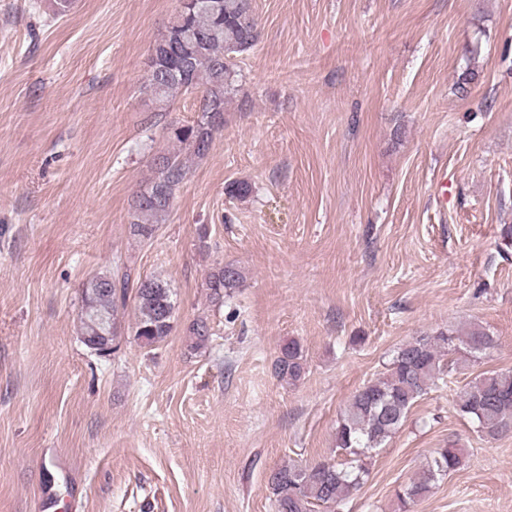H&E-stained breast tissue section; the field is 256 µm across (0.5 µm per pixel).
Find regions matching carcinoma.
<instances>
[{"label": "carcinoma", "instance_id": "cac0c4a2", "mask_svg": "<svg viewBox=\"0 0 512 512\" xmlns=\"http://www.w3.org/2000/svg\"><path fill=\"white\" fill-rule=\"evenodd\" d=\"M258 38L254 0H192L153 45L147 88L155 103L163 107L179 93L199 91L200 116L172 128L178 148L155 158L154 178L134 200L133 235L149 241L165 220L188 172L184 154L208 153L214 134L224 127L225 104L238 92L237 57L253 49ZM241 280L240 270L232 265L212 269L205 280L210 301L224 302V295L239 287ZM128 291L129 275L119 264L115 272L100 273L83 286L82 340L103 357L116 350L120 310L131 298ZM131 299L137 311V339L145 346L164 342L172 331L174 310L167 284L153 277L140 280ZM495 346V337L475 325L462 336L441 332L398 347L386 370L353 396L338 422L336 447L345 452L344 462L285 463L270 473L276 512L336 507L364 484L369 453L402 427L417 399L444 381L452 365L445 357L461 350L476 357ZM274 373L293 385L302 379L305 363L298 343L290 341L281 348ZM456 409L483 435L512 432V371H489L473 378L460 392ZM466 462L461 448L450 444L438 449L431 464L398 492L399 501L422 499L437 481Z\"/></svg>", "mask_w": 512, "mask_h": 512}]
</instances>
